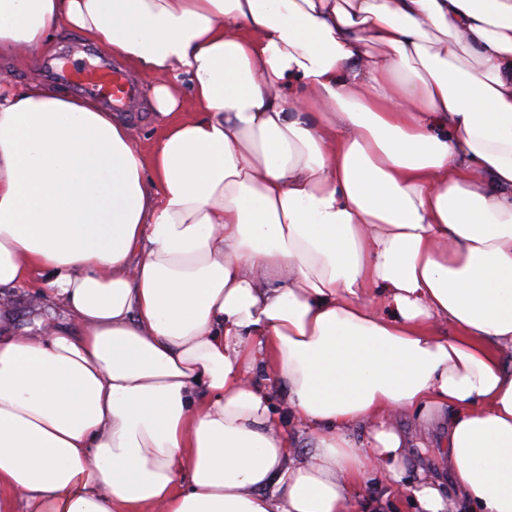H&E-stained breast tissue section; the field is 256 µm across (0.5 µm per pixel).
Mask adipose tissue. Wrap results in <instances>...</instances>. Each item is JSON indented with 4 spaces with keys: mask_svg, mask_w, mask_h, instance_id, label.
I'll return each mask as SVG.
<instances>
[{
    "mask_svg": "<svg viewBox=\"0 0 512 512\" xmlns=\"http://www.w3.org/2000/svg\"><path fill=\"white\" fill-rule=\"evenodd\" d=\"M63 28L155 79L150 156L13 90ZM37 272L66 321L0 298V512H356L402 409L512 512V0H0V290ZM30 287L16 288L12 290L14 303L16 306V322L19 328L33 326V320L39 317L52 318L54 321H60L63 318V312L60 308H56L54 313L47 309L35 312L29 308L27 304V295L31 292Z\"/></svg>",
    "mask_w": 512,
    "mask_h": 512,
    "instance_id": "obj_1",
    "label": "adipose tissue"
}]
</instances>
